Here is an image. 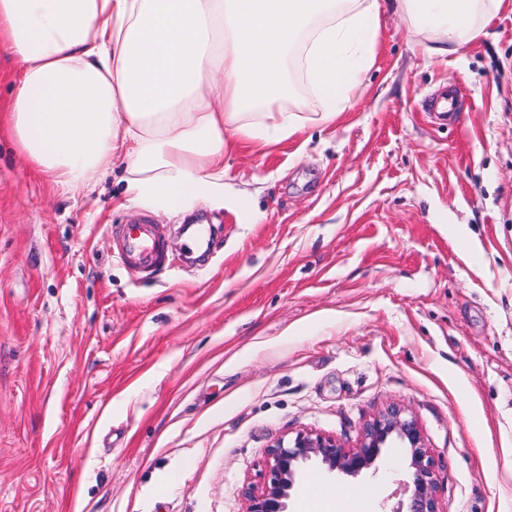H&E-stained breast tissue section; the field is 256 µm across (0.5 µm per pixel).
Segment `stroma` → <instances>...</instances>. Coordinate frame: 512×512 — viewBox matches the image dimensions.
I'll list each match as a JSON object with an SVG mask.
<instances>
[{"mask_svg":"<svg viewBox=\"0 0 512 512\" xmlns=\"http://www.w3.org/2000/svg\"><path fill=\"white\" fill-rule=\"evenodd\" d=\"M393 14L335 121L224 152L198 252L128 271L121 169L62 193L18 152L0 50V512H246L268 448L357 447L389 406L435 463L440 512H512V10L445 59ZM406 451L310 485L373 512Z\"/></svg>","mask_w":512,"mask_h":512,"instance_id":"1","label":"stroma"}]
</instances>
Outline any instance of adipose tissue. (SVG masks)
<instances>
[{"label": "adipose tissue", "mask_w": 512, "mask_h": 512, "mask_svg": "<svg viewBox=\"0 0 512 512\" xmlns=\"http://www.w3.org/2000/svg\"><path fill=\"white\" fill-rule=\"evenodd\" d=\"M508 0H0L21 63L19 151L76 190L123 165L128 205L176 215L224 198V151L305 127V87L332 123L375 60L391 12L445 58Z\"/></svg>", "instance_id": "ef3b65f1"}]
</instances>
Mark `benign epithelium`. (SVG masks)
<instances>
[{"label": "benign epithelium", "instance_id": "benign-epithelium-1", "mask_svg": "<svg viewBox=\"0 0 512 512\" xmlns=\"http://www.w3.org/2000/svg\"><path fill=\"white\" fill-rule=\"evenodd\" d=\"M401 446L408 451L407 509L395 512H438L434 465L416 423L390 407L365 423L358 447L347 449L331 437L299 433L289 443L279 441L268 449L269 479L246 492V512H288L290 491L302 479L304 467L315 462L329 475L357 477L371 469L383 449Z\"/></svg>", "mask_w": 512, "mask_h": 512}]
</instances>
